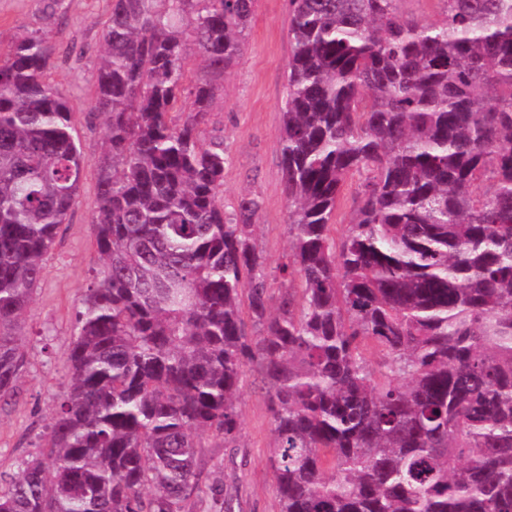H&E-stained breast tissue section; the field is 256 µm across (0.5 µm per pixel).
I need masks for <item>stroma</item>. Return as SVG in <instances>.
<instances>
[{
  "mask_svg": "<svg viewBox=\"0 0 512 512\" xmlns=\"http://www.w3.org/2000/svg\"><path fill=\"white\" fill-rule=\"evenodd\" d=\"M111 10L112 0H0V44L36 32L55 45L48 79L70 106L89 162L68 220L46 257L22 328L26 365L19 400L0 413V473L18 472L58 408L68 379L64 354L73 335L74 312L100 266L87 226L96 205L94 163L105 135V119L95 111L96 74ZM289 54L288 0H256L244 53L219 81L203 127L204 136L224 137L225 206L248 193L259 198L257 243L273 266L289 252L279 148ZM239 409L242 431L235 447H225L212 435L203 437V492L186 512H216L220 494L237 498L240 512H279L267 463L272 433L266 391L255 374L247 376Z\"/></svg>",
  "mask_w": 512,
  "mask_h": 512,
  "instance_id": "35a3bbf8",
  "label": "stroma"
}]
</instances>
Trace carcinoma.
<instances>
[{"label": "carcinoma", "mask_w": 512, "mask_h": 512, "mask_svg": "<svg viewBox=\"0 0 512 512\" xmlns=\"http://www.w3.org/2000/svg\"><path fill=\"white\" fill-rule=\"evenodd\" d=\"M254 2L113 0L89 225L102 265L68 388L0 480V512H184L200 436L240 433L249 368L279 512H512V0H440L431 24L402 0H289L274 271L258 197L224 208V141L201 131ZM0 54L1 410L88 161L47 80L55 46L30 33Z\"/></svg>", "instance_id": "cac0c4a2"}]
</instances>
